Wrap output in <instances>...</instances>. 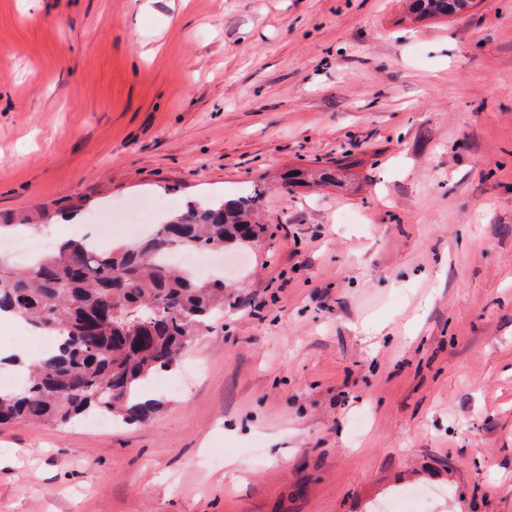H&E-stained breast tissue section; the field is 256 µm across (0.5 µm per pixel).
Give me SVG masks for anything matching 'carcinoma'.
<instances>
[{"label": "carcinoma", "instance_id": "1", "mask_svg": "<svg viewBox=\"0 0 512 512\" xmlns=\"http://www.w3.org/2000/svg\"><path fill=\"white\" fill-rule=\"evenodd\" d=\"M415 20L450 18L474 0H406ZM262 191L192 202L165 214L135 247L60 242L23 269L0 275V311L57 338L29 367L24 386L0 391V423H65L111 413L127 425L159 403L135 399L143 381L175 368L183 350L224 314V281H200L172 263L180 251L242 248L266 225L254 221Z\"/></svg>", "mask_w": 512, "mask_h": 512}]
</instances>
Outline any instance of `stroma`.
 I'll use <instances>...</instances> for the list:
<instances>
[{
  "label": "stroma",
  "instance_id": "1",
  "mask_svg": "<svg viewBox=\"0 0 512 512\" xmlns=\"http://www.w3.org/2000/svg\"><path fill=\"white\" fill-rule=\"evenodd\" d=\"M141 2L0 0V224L257 187L268 234L151 420L0 426V512H512V0ZM413 20L450 18L466 12L476 4L473 0H406Z\"/></svg>",
  "mask_w": 512,
  "mask_h": 512
}]
</instances>
